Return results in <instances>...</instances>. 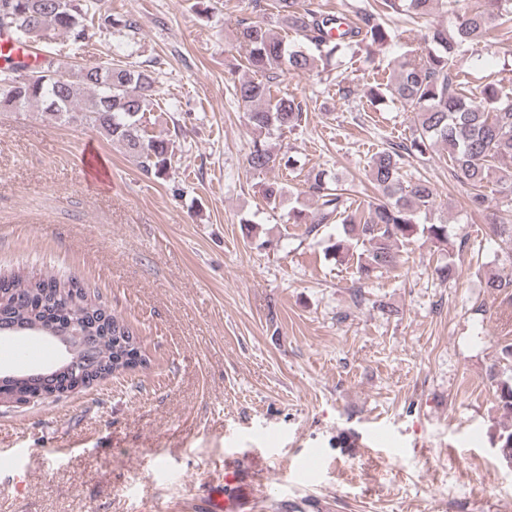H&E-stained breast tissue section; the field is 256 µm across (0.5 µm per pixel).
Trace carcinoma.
<instances>
[{"label":"carcinoma","mask_w":512,"mask_h":512,"mask_svg":"<svg viewBox=\"0 0 512 512\" xmlns=\"http://www.w3.org/2000/svg\"><path fill=\"white\" fill-rule=\"evenodd\" d=\"M100 0H0V33H9L26 46L62 33L75 49L88 38V24L108 29L117 20L103 15ZM439 0H380L379 7H360L352 14L315 8L309 0H276L277 23L293 30L300 42L290 48L259 21L243 18L237 39L247 47L246 61L257 78L235 86V96L246 115L252 140L247 155L250 169H292V156L280 154L269 144L275 132H292L301 126L303 104L292 97L273 94V87L291 71H307L329 63L352 47L370 49L398 38L380 22V10L403 9L419 15L434 12ZM512 32V0H477L457 15L450 30L434 26L416 53L396 58L390 83H376L369 91L375 100L389 95L406 112L414 114L410 138L375 153L369 176L381 199L358 205L344 196L339 181L325 171L310 172L308 195L316 205L312 219L294 207L288 220L307 224L314 231L321 224H339L342 232L330 239L327 253L341 259L357 255L355 277L359 284L374 273L397 266L401 248L421 234L440 246L448 244L445 221L421 225L418 217L434 206V189L426 181L404 184L400 171L405 161L422 157L436 146L448 154L452 176L469 187L468 202L487 211L492 198L486 188L512 201V171L498 166L512 159V97H503L499 84L489 82L477 94L464 89L456 58L461 49L488 41L493 32ZM156 106L155 78L130 62L100 61L60 63L38 61L33 65L0 69V112L33 109L67 121L79 113L86 124L120 145L147 175L160 178L171 167L173 152L168 139L145 135L142 119ZM285 194L284 183L262 187V196L276 209ZM493 234L512 243V219L491 218ZM13 314L27 323L52 324L64 330L90 313L104 319L97 348L103 371L110 374L145 366L148 359L137 334L96 297H89L75 277L11 276Z\"/></svg>","instance_id":"obj_1"}]
</instances>
